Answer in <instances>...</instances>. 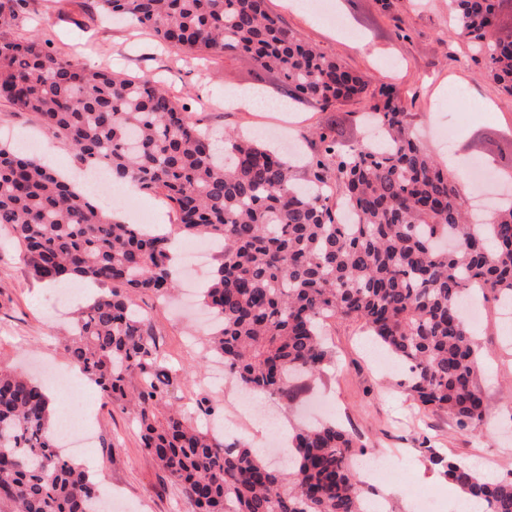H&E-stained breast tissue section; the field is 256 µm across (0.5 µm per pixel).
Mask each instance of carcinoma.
Here are the masks:
<instances>
[{
	"mask_svg": "<svg viewBox=\"0 0 512 512\" xmlns=\"http://www.w3.org/2000/svg\"><path fill=\"white\" fill-rule=\"evenodd\" d=\"M267 0H96L159 41L205 59L240 55L250 87L274 80L288 103L327 109L369 100L378 130L353 144L331 123L311 137L303 177L288 153L261 136L224 135V153L170 94L148 78L79 66L38 36L0 42V100L36 114L86 167L142 190H162L177 222L153 233L114 219L86 191L35 157L0 144V228L34 276L107 286L75 317L67 351L104 399L130 412L143 448L192 512H371L355 477V438L336 424L301 429L293 466L187 418L170 402L180 377L159 352L140 293L166 298L178 280V238L222 245L202 299L216 317L205 350L224 358L239 387L288 395L297 375H319L331 352L326 319L360 321L373 345L399 360L403 386L425 409L485 429L476 380L481 356L461 303L477 284L512 304V203L468 221L455 179L414 133L393 87L304 42ZM503 0H452L453 35L486 54L485 75L512 95V28L497 24ZM28 0H0V28ZM356 216L340 222L333 195ZM51 406L34 380L0 370V512H99L101 492L63 457ZM429 462L487 512H512V471L490 480L451 456Z\"/></svg>",
	"mask_w": 512,
	"mask_h": 512,
	"instance_id": "cac0c4a2",
	"label": "carcinoma"
}]
</instances>
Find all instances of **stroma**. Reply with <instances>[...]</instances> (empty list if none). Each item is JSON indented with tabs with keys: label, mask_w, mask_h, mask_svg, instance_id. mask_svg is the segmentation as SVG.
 Returning <instances> with one entry per match:
<instances>
[{
	"label": "stroma",
	"mask_w": 512,
	"mask_h": 512,
	"mask_svg": "<svg viewBox=\"0 0 512 512\" xmlns=\"http://www.w3.org/2000/svg\"><path fill=\"white\" fill-rule=\"evenodd\" d=\"M267 5L303 41L352 71L377 75L393 70L391 84L413 123L426 129L428 150L441 161L455 158L464 197L475 192L464 172L475 157L486 163L492 188L503 189L489 160L492 154L512 152V95L485 77L483 54L467 40L450 36L448 0H394L388 12L378 0H326L328 11L345 23L341 31L326 25L317 13L293 10L285 0H267ZM33 34L47 36L53 49L68 52L88 67L160 81L207 128L219 150L228 130L252 135L264 127L285 125L303 137L335 121L348 140L363 134L360 117L366 106L358 101L337 104L331 112L306 105L286 112L227 109L224 93L244 81L246 64L182 53L134 23L107 19L94 0H29L24 21L0 29L2 40ZM440 84L452 88V95L434 97ZM0 141L14 147L40 142L53 148L61 170H77L71 145L52 135L35 115L3 101ZM57 294V288L31 273L16 247L0 244V368L31 373L50 392L72 379L63 338L90 298L76 293L61 301ZM138 304L159 331L163 351L187 371L177 382L173 402L189 407L204 395L215 408L212 423L233 419L240 395L211 383L216 363L203 357L204 327L196 312L150 296L139 298ZM326 331L333 354L324 373L292 380L287 397H254L251 420L231 430V437L260 445L262 436L255 426L271 415L291 431L315 418L336 420L366 456L391 464V480L407 492L392 500L394 512H416L420 490L435 495V512H456V489L430 464V451L453 456L486 475L512 471V324L504 321L495 301L483 303L482 318L474 328L482 352L477 381L490 421L481 433L459 428L448 415L431 413L405 395L398 370L376 361L360 323L331 319ZM85 400L94 443L75 460L120 501L122 512H192L142 448L128 415L99 393L86 394Z\"/></svg>",
	"instance_id": "1"
}]
</instances>
